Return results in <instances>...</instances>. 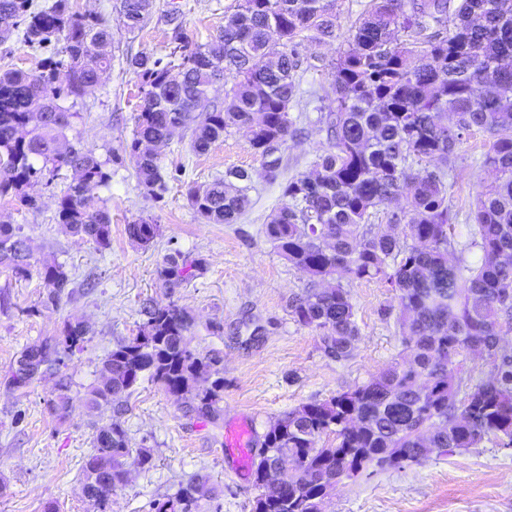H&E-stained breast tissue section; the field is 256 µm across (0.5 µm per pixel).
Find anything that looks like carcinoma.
<instances>
[{"mask_svg": "<svg viewBox=\"0 0 512 512\" xmlns=\"http://www.w3.org/2000/svg\"><path fill=\"white\" fill-rule=\"evenodd\" d=\"M335 0H241L224 17V29L205 44L184 50L180 62L141 53L127 60L141 80L131 154L139 185L152 197L166 191L154 147L189 137L205 153L232 128L245 129L266 177L277 176L280 148L294 133L290 109L306 42L336 37ZM119 14L133 33L148 22L152 0H120ZM23 18L29 46L64 41L65 57L41 72L0 73V197L37 206L25 191L34 180L64 171L70 176L56 220L99 248L110 244L108 212L90 204L87 190L107 183L104 164L90 150L64 149L77 113L60 104L95 89L112 63V35L95 15L70 0L43 5L0 0V16ZM69 70L65 86L57 72ZM329 101L321 115L330 149L307 174L283 188L285 202L265 225L277 253L304 272L309 288L288 307L295 322L319 329L325 351L351 356L359 328L341 278L380 279L396 293L405 357L378 375L323 402L307 403L269 427L252 461L258 489L254 512H321L325 483L352 478L368 467L385 469L424 460L426 444L473 448L494 436L512 446V357L500 354L503 317L512 320V0H370L358 25L331 63ZM224 86V104L211 98ZM481 131L482 164L493 180L477 194L469 219L471 244L481 261L469 265L465 248L450 239L455 214L448 204L447 172L464 136ZM251 174L242 168L186 189L189 205L207 224H232L249 206ZM383 211L390 231L373 234L371 216ZM131 240L150 246L160 225L141 217L127 225ZM28 238L21 227L0 224V266L15 276L31 273ZM187 267L168 260L171 284ZM38 275L47 285L45 306H57L70 285L65 267L45 261ZM137 334L107 354L98 381L86 393L88 408L109 422L96 429L82 466L81 493L103 508L126 483L128 459L143 465L147 448L132 449L121 422L144 379L215 420L224 392L219 360L191 347L194 318L174 302L145 307ZM89 327L67 322L61 336L25 348L38 374L12 384L25 388L48 372L58 375L50 410L62 417L72 405L61 374L65 357L80 351ZM480 350L492 366L486 379L463 376L461 358ZM204 368L210 386L196 380ZM336 443L322 445V437ZM299 469L278 485L265 480L285 456ZM200 477L159 504L156 512H200L199 500L215 490Z\"/></svg>", "mask_w": 512, "mask_h": 512, "instance_id": "cac0c4a2", "label": "carcinoma"}]
</instances>
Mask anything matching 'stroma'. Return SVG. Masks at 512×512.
I'll use <instances>...</instances> for the list:
<instances>
[{
  "mask_svg": "<svg viewBox=\"0 0 512 512\" xmlns=\"http://www.w3.org/2000/svg\"><path fill=\"white\" fill-rule=\"evenodd\" d=\"M87 13H104L114 43L110 68L97 87L73 109L71 144L92 150L111 175L108 185L93 187L95 206L112 219L108 248L71 234L56 221L57 200L67 179L39 180L30 187L38 206L24 209L11 197L0 198V223L21 226L31 244L33 272L25 279L0 268V512H156L158 504L181 486L205 475L217 487L202 512H253L257 490L252 476H239L224 461V428L246 417L256 436L284 414L310 402L328 400L385 370L402 351L396 324L395 293L379 280H344L354 305L360 335L350 358L336 360L321 344L318 330L300 326L288 308L302 293L307 277L285 261L265 235V225L284 202L280 184L309 172L328 148L320 121L319 91L332 83L330 64L368 7V0H336V38L308 44L312 66L298 73L299 92L292 114L300 133L282 148L279 181L265 177L242 129H233L204 154L188 141L173 139L157 150L167 184L163 198L139 186L130 142L140 103V80L127 57H162L175 42L205 43L224 26L240 0H154L147 26L128 33L115 11V0H72ZM179 7L183 24L173 39L165 13ZM51 42L33 49L9 38L0 41V69L33 73L43 59L60 56ZM482 132L464 140L449 178L448 193L458 218L457 241L468 239L466 217L489 175L481 163ZM252 175L249 207L232 224H207L189 205V184H205L227 170ZM161 227L153 245L139 246L125 227L139 217ZM192 263L188 279L169 286L161 271L169 255ZM65 264L72 284L58 306L43 304L47 288L37 270L44 261ZM168 302L195 316L191 345L218 355L224 375L220 416L209 420L184 408L158 384L143 380L122 420L130 445L150 449L149 464L130 465L127 482L110 495L104 510L81 495L82 465L92 450L94 417L84 403L102 361L120 341L136 335L147 303ZM84 321L90 332L83 350L65 360L73 405L65 417L47 402L56 378L44 376L22 389L11 384L20 352L44 337L60 335L66 322ZM322 512H512V447L489 439L479 447L431 454L418 464L362 473L339 482L324 499Z\"/></svg>",
  "mask_w": 512,
  "mask_h": 512,
  "instance_id": "stroma-1",
  "label": "stroma"
}]
</instances>
